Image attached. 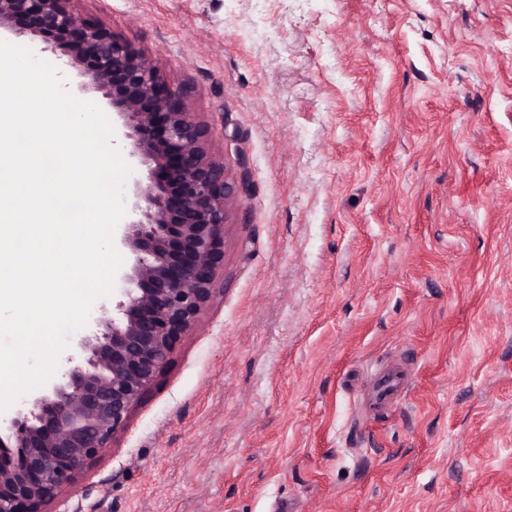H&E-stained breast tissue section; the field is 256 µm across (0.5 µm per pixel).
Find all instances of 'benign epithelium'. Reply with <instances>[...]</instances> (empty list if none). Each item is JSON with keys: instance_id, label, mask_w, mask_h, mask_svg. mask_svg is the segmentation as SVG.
<instances>
[{"instance_id": "7a95c632", "label": "benign epithelium", "mask_w": 512, "mask_h": 512, "mask_svg": "<svg viewBox=\"0 0 512 512\" xmlns=\"http://www.w3.org/2000/svg\"><path fill=\"white\" fill-rule=\"evenodd\" d=\"M31 38L112 108L133 173L114 242L128 258L56 376L0 417V512H49L126 428L132 411L218 290L237 187L212 149L193 90L145 49L83 19L74 0H0V40Z\"/></svg>"}]
</instances>
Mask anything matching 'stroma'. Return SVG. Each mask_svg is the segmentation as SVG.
Masks as SVG:
<instances>
[{
	"label": "stroma",
	"instance_id": "35a3bbf8",
	"mask_svg": "<svg viewBox=\"0 0 512 512\" xmlns=\"http://www.w3.org/2000/svg\"><path fill=\"white\" fill-rule=\"evenodd\" d=\"M75 7L193 87L238 194L219 291L52 512H512V0ZM373 380H378L374 391V400L379 405L390 404L398 392L401 379L396 374L382 375V371L374 374Z\"/></svg>",
	"mask_w": 512,
	"mask_h": 512
}]
</instances>
